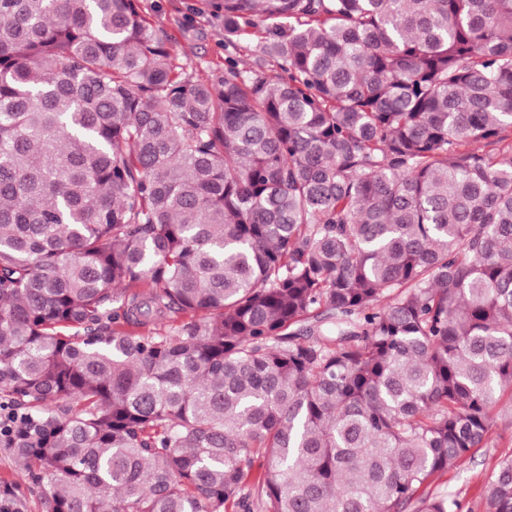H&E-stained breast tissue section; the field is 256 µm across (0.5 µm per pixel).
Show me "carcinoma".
Segmentation results:
<instances>
[{
    "instance_id": "1",
    "label": "carcinoma",
    "mask_w": 512,
    "mask_h": 512,
    "mask_svg": "<svg viewBox=\"0 0 512 512\" xmlns=\"http://www.w3.org/2000/svg\"><path fill=\"white\" fill-rule=\"evenodd\" d=\"M193 9L252 61L0 0V447L49 512H459L422 488L512 407V0Z\"/></svg>"
}]
</instances>
